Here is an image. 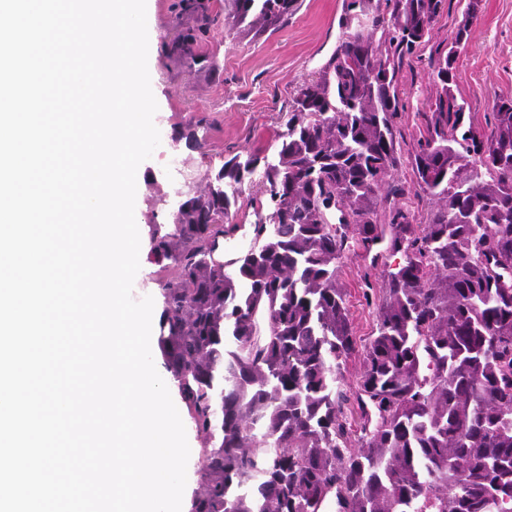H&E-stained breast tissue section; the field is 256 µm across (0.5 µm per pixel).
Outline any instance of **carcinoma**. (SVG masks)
Instances as JSON below:
<instances>
[{
	"label": "carcinoma",
	"mask_w": 512,
	"mask_h": 512,
	"mask_svg": "<svg viewBox=\"0 0 512 512\" xmlns=\"http://www.w3.org/2000/svg\"><path fill=\"white\" fill-rule=\"evenodd\" d=\"M446 0H344L341 36L298 86L272 155H234L149 225L155 345L205 439L190 512H512V97L486 126L456 92L460 25L429 59L410 155L423 224L387 181L410 57ZM299 0H231L261 34ZM260 173L254 241L217 255L237 189ZM385 265L356 381L339 271ZM353 390L357 443L344 405ZM400 204L413 215L414 223L417 224L425 221L428 212L432 208V204L428 198L423 194L416 195L414 190L407 192V194L400 199Z\"/></svg>",
	"instance_id": "obj_1"
}]
</instances>
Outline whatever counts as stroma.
Listing matches in <instances>:
<instances>
[{
	"label": "stroma",
	"instance_id": "35a3bbf8",
	"mask_svg": "<svg viewBox=\"0 0 512 512\" xmlns=\"http://www.w3.org/2000/svg\"><path fill=\"white\" fill-rule=\"evenodd\" d=\"M146 7L148 70L158 104L154 123L163 141L137 170L141 246L133 288L154 297L157 266L149 225L169 222L180 195L204 191L208 175L225 160L277 147L282 112L336 46L343 0H300L283 26L256 36L227 21V0H146ZM181 33L193 37L192 58L173 47ZM430 54L421 49L404 70L397 129L405 159L420 136L418 110L433 92ZM456 77L476 124H485L497 98L512 96V0H483L481 18L457 58ZM261 196L259 182L243 185L234 208L237 229L224 238L225 255L248 245L256 220L252 202ZM339 279L348 292L354 334L366 343L375 330L373 300L384 287L383 268L354 258L342 266Z\"/></svg>",
	"mask_w": 512,
	"mask_h": 512
}]
</instances>
